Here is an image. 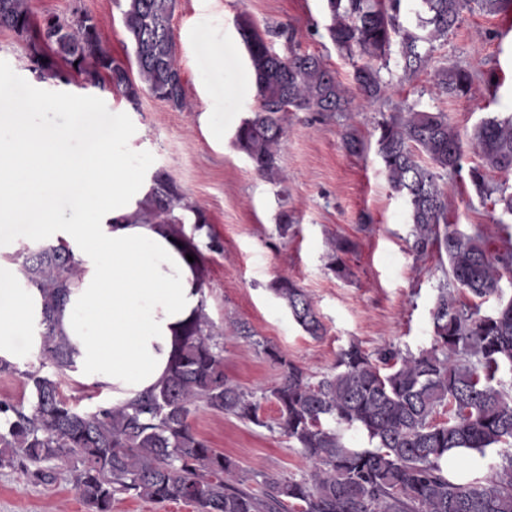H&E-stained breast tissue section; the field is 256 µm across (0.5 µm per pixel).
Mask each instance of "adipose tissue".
<instances>
[{
  "label": "adipose tissue",
  "mask_w": 512,
  "mask_h": 512,
  "mask_svg": "<svg viewBox=\"0 0 512 512\" xmlns=\"http://www.w3.org/2000/svg\"><path fill=\"white\" fill-rule=\"evenodd\" d=\"M122 128L120 116L84 111L58 132L27 124L0 138V359L19 363L41 347L40 292L8 260L24 225L81 261L57 314L73 347L70 375L111 393L116 406L163 379L201 300L183 248L154 225L124 221L149 186L112 150ZM61 199L75 215L59 210Z\"/></svg>",
  "instance_id": "ef3b65f1"
}]
</instances>
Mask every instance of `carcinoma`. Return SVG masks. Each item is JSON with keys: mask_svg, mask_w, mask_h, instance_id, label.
<instances>
[{"mask_svg": "<svg viewBox=\"0 0 512 512\" xmlns=\"http://www.w3.org/2000/svg\"><path fill=\"white\" fill-rule=\"evenodd\" d=\"M124 29L133 61L112 56L99 22L83 13L64 23L44 19L47 41L36 42L39 25L29 0H0V32L26 42L33 70L47 79L69 82L76 74L92 84L108 80L133 105L148 93L183 110L186 92L177 62L172 18L176 0H124ZM326 31L336 47L375 60L355 67L347 87L315 53L300 49L290 24L259 30L242 14L237 29L254 75L258 111L236 128L232 143L259 176L281 183L278 148L289 112H310L347 121L346 150L364 151L365 141L349 121L354 113L387 99L382 76L392 45L399 46L403 76L426 67L434 42L448 37L461 18L465 0H419L417 23L400 21L406 0H325ZM489 14L512 12V0H480ZM282 41L283 50L272 39ZM435 85L450 97H466L473 74L457 66L435 70ZM376 153L392 190L408 207L412 248L448 259L449 281L440 284L431 310L433 345L413 354L392 346L374 354L352 342L341 349L333 371L315 380L279 349L256 339L245 322L231 333L260 348L280 370L278 380L256 395L224 373V350L214 324L203 310L182 326L167 375L136 401L82 411L69 404L56 378L72 369L70 342L58 328L56 313L82 274L65 244L26 248L12 257L28 285L39 289L42 346L39 367L22 372L31 402L26 407L0 401V467L15 462L36 466L34 475L50 482L55 469L71 464L75 488L88 512H112L127 495L153 504L182 501L198 512H512V383L497 378L512 368V298L492 314L457 295L485 300L499 294L503 273L512 272V239L498 245L482 234H465L448 224V195L440 181L462 169L463 143L441 112L409 106L381 117L375 128ZM471 140L483 166L512 171V116H493L477 124ZM426 156L425 165L420 156ZM470 181L485 200L512 216V193L489 185L472 168ZM180 186L163 170L151 178L150 191L131 216L155 224L177 238L194 258V238L178 227L182 218ZM193 231L207 227L204 212ZM206 232V231H204ZM205 248L223 251L222 241L206 232ZM355 244L341 237L332 243L328 268L345 274L343 256ZM288 314L313 338L324 335L310 296L288 278L272 284ZM51 367L54 373L44 372ZM272 401L278 416H261ZM205 407L244 423L280 432L310 463L301 479H263L255 493L245 487L235 460L209 445L192 427L191 416ZM448 412V420L437 416ZM364 433L369 447L346 444L343 430ZM498 455L491 475L465 478L451 467L453 455Z\"/></svg>", "mask_w": 512, "mask_h": 512, "instance_id": "cac0c4a2", "label": "carcinoma"}]
</instances>
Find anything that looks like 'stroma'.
I'll use <instances>...</instances> for the list:
<instances>
[{"instance_id":"1","label":"stroma","mask_w":512,"mask_h":512,"mask_svg":"<svg viewBox=\"0 0 512 512\" xmlns=\"http://www.w3.org/2000/svg\"><path fill=\"white\" fill-rule=\"evenodd\" d=\"M36 19L70 20L93 15L113 57L131 56L122 24L123 0H29ZM248 15L256 26L293 25L302 50L324 57L338 80L351 85L354 59L341 53L325 30L324 0H177L173 27L178 41L186 102L171 109L151 95L127 102L108 82L90 85L77 75L69 82L42 79L32 70L24 42L0 32V109L20 102L33 105L30 120L47 129L69 120L58 102L97 113H117L126 137L114 144L143 180L165 170L182 188L187 202L200 208L223 242L222 253L204 252L205 312L217 325L247 322L258 339L279 348L310 374L333 367L338 352L359 343L375 352L391 343L412 353L432 344L430 311L445 281L446 257L411 249V226L404 199L390 188L374 149L355 155L342 143L341 120H311L309 113H289L279 165L286 183L276 186L259 177L247 157L232 145L236 127L257 108L256 88L235 20ZM448 64L475 75L470 94L451 98L435 86L436 67ZM391 89L386 102L355 113L353 124L371 138L381 113L408 105L447 115L465 140L460 175H448V222L459 231L497 237L500 208L477 196L469 178L481 166L469 147L474 127L487 117L512 114V13L491 15L470 0L457 28L436 42L430 66L403 77L400 56L389 57ZM501 78L492 88L482 78ZM294 216V232L280 237L281 210ZM346 237L355 249L344 257L349 270L341 277L327 267L329 242ZM293 279L309 294L326 332L308 336L270 290L277 278ZM224 372L242 389L261 392L278 370L258 348L227 333ZM194 430L211 447L238 463L243 476L262 473L276 478L309 475V462L286 436L243 423L234 417L199 409ZM0 512H86L71 468L58 470L54 483L36 480L31 467L0 468Z\"/></svg>"}]
</instances>
